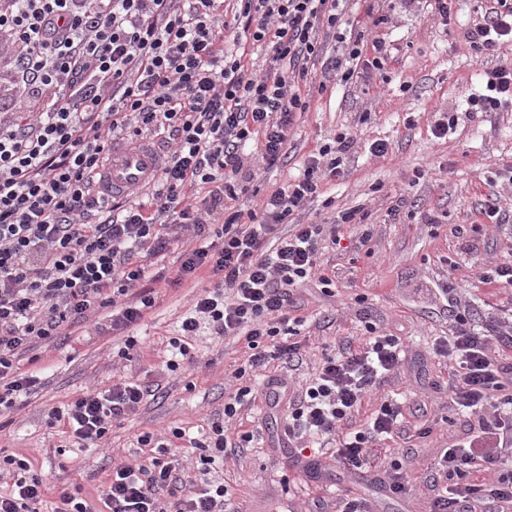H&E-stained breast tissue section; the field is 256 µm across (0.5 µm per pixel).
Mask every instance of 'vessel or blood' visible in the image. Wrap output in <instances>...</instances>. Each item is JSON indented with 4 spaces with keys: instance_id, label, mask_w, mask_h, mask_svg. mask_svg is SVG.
I'll list each match as a JSON object with an SVG mask.
<instances>
[{
    "instance_id": "obj_1",
    "label": "vessel or blood",
    "mask_w": 512,
    "mask_h": 512,
    "mask_svg": "<svg viewBox=\"0 0 512 512\" xmlns=\"http://www.w3.org/2000/svg\"><path fill=\"white\" fill-rule=\"evenodd\" d=\"M161 151L150 142L116 145L96 183L103 196L122 197L148 182L156 173Z\"/></svg>"
}]
</instances>
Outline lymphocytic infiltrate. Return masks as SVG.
<instances>
[{
    "instance_id": "f902f5d3",
    "label": "lymphocytic infiltrate",
    "mask_w": 512,
    "mask_h": 512,
    "mask_svg": "<svg viewBox=\"0 0 512 512\" xmlns=\"http://www.w3.org/2000/svg\"><path fill=\"white\" fill-rule=\"evenodd\" d=\"M225 19L218 0H0V61L17 92L43 99L41 110L26 107L0 115V407L35 389L40 378L35 351L62 329L112 311L110 327L140 321L152 308L143 261L168 251L183 235L195 239L184 251L176 281L208 271L214 288L195 298L172 347L176 371L190 358L201 326L214 335L243 337L250 351L235 372L244 379L272 361H294L300 353L292 337L288 306L295 288L316 277L324 227L295 225L280 231L295 211L320 195L322 182L343 177L337 156L355 144L340 132L309 157L301 178L275 191L260 211H228L243 182L254 178L243 150L255 143L262 162L284 154L296 113L307 111L302 94L310 67L349 80L352 62L383 71L388 47L379 38L348 39L342 32V0H235ZM326 31L344 48L325 56L318 40ZM465 39L475 57L496 54L512 41V0H493ZM263 48L269 65L249 69L237 49ZM472 112H495L512 105V61L487 72L468 100ZM164 131L168 151L156 188L154 209L130 200L104 201L95 189L117 138L135 141ZM206 185L201 201L192 188ZM452 335L436 339V354L456 365L449 390L453 401L475 418L469 440L447 449L436 466L439 480L462 477L473 466L493 471L512 448V397L492 404L493 392L512 384V362L491 354L492 342L512 340V314L497 321L494 336L468 325L455 311ZM396 337H371L362 350L326 357L299 403L287 414L288 442L296 451L312 436L341 434L337 459L360 470L368 445L391 433L400 415L382 402L364 430L343 433L365 396L402 366ZM250 386L242 384L224 402L223 419L203 437L189 440L200 451L199 476L179 481L168 452L185 437L138 435L155 449L149 464L112 469L102 512H227L230 494L213 477L225 457L224 424L237 416ZM149 384L130 378L92 390L53 410L71 445L97 448L114 421L134 414L152 396ZM8 490L0 491V512H44L45 482L29 464L15 460ZM181 493H163L172 485Z\"/></svg>"
}]
</instances>
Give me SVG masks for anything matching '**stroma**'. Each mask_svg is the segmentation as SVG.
I'll return each mask as SVG.
<instances>
[{"mask_svg":"<svg viewBox=\"0 0 512 512\" xmlns=\"http://www.w3.org/2000/svg\"><path fill=\"white\" fill-rule=\"evenodd\" d=\"M487 5V0H457L445 24L433 0H376L370 8L388 21L373 28L365 15L369 6L359 0L346 16L354 21L353 33L391 44L383 72L358 69L343 82L315 65L310 108L296 114L284 156L275 165H260L240 194L237 208H259L336 133L354 135V147L342 157L343 178L324 182L320 196L290 218L294 224L336 223L341 246L322 251L331 291L323 293L315 281L302 288L291 315L301 322L303 360L294 368L271 362L260 378L282 379L296 392L313 378L322 358L358 350L373 328L398 337L405 363L354 414L353 428H363L387 398L399 402L403 413L397 432L370 446L357 475L327 453L321 454L319 469L297 463L283 438L287 400L273 406L258 395L226 428L231 441L240 432H253L251 446L217 468L233 491V512H282L289 505L312 512L318 502L334 512L336 500L350 497L372 500L376 512H429L438 457L468 436L470 417L449 395L455 367L435 355L432 344L449 333V305L466 308L469 324L480 331L492 330L512 307V288L477 275L478 267L512 260V183L506 179L512 171V108L466 110V99L480 88L485 72L512 58V43L478 59L464 42L466 27ZM443 112L455 113L457 123L438 138L433 129ZM377 140L388 143L385 156L369 153ZM491 194L499 196L506 214L498 224L479 212L481 200ZM347 211L363 215V223L338 224ZM210 285L204 271L178 287L157 285L155 304L141 321L111 331L107 308L42 353L40 385L0 413V453L30 461L32 472L46 481L48 505L78 486L98 496L113 465L149 463V449L136 442L140 432L166 436L181 427L195 436L222 416L224 399L236 387L233 372L247 357L244 341L203 328L190 361L173 373L163 365L195 296ZM130 338L136 342L131 349ZM122 376L153 384L154 396L135 414L115 421L101 449L58 454L65 435L62 426H49V413ZM394 460L408 485L401 497L377 483Z\"/></svg>","mask_w":512,"mask_h":512,"instance_id":"35a3bbf8","label":"stroma"}]
</instances>
